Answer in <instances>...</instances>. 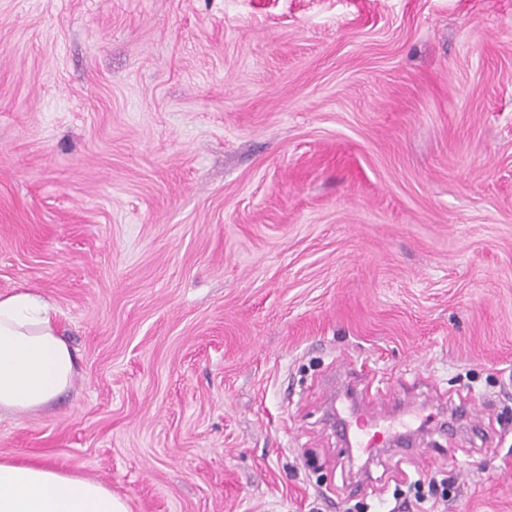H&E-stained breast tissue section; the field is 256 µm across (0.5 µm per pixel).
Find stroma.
Here are the masks:
<instances>
[{
  "instance_id": "35a3bbf8",
  "label": "stroma",
  "mask_w": 512,
  "mask_h": 512,
  "mask_svg": "<svg viewBox=\"0 0 512 512\" xmlns=\"http://www.w3.org/2000/svg\"><path fill=\"white\" fill-rule=\"evenodd\" d=\"M17 292L78 373L0 460L130 512H512V0H0ZM339 374L428 457L355 490Z\"/></svg>"
}]
</instances>
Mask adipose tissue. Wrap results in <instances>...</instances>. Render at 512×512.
Masks as SVG:
<instances>
[{
  "mask_svg": "<svg viewBox=\"0 0 512 512\" xmlns=\"http://www.w3.org/2000/svg\"><path fill=\"white\" fill-rule=\"evenodd\" d=\"M76 357L39 295H0V411L49 407L73 384ZM0 512H129L102 482L50 463L0 462Z\"/></svg>",
  "mask_w": 512,
  "mask_h": 512,
  "instance_id": "ef3b65f1",
  "label": "adipose tissue"
}]
</instances>
